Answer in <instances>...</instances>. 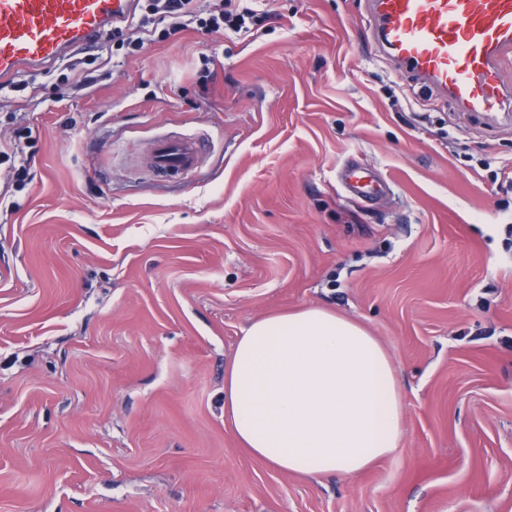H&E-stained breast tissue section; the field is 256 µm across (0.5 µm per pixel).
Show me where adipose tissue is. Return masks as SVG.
I'll return each mask as SVG.
<instances>
[{
    "label": "adipose tissue",
    "instance_id": "1",
    "mask_svg": "<svg viewBox=\"0 0 512 512\" xmlns=\"http://www.w3.org/2000/svg\"><path fill=\"white\" fill-rule=\"evenodd\" d=\"M224 420L240 448L278 471L353 476L399 447L403 393L361 322L307 306L243 329L224 368Z\"/></svg>",
    "mask_w": 512,
    "mask_h": 512
}]
</instances>
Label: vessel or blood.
Segmentation results:
<instances>
[{"label":"vessel or blood","instance_id":"obj_1","mask_svg":"<svg viewBox=\"0 0 512 512\" xmlns=\"http://www.w3.org/2000/svg\"><path fill=\"white\" fill-rule=\"evenodd\" d=\"M372 41L395 73L451 98L467 112L503 111L512 84V0H366ZM133 0H0V85L50 66L80 45L100 42L127 18ZM161 173H186L197 164L189 140L161 139L153 148ZM350 195L388 190L370 170L348 160L341 172Z\"/></svg>","mask_w":512,"mask_h":512}]
</instances>
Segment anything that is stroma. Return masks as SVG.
Instances as JSON below:
<instances>
[{"label": "stroma", "instance_id": "1", "mask_svg": "<svg viewBox=\"0 0 512 512\" xmlns=\"http://www.w3.org/2000/svg\"><path fill=\"white\" fill-rule=\"evenodd\" d=\"M0 90V512H512V112L396 75L365 0H265ZM209 72L200 82L201 72ZM187 139L186 174L153 170ZM389 181L352 200L350 157ZM319 305L364 323L405 395L396 452L309 480L224 425L242 329ZM153 164L161 173H187L196 167L197 147L189 140L160 139L154 144Z\"/></svg>", "mask_w": 512, "mask_h": 512}]
</instances>
